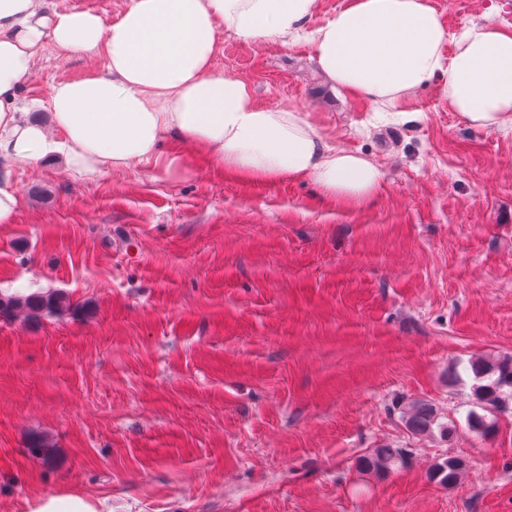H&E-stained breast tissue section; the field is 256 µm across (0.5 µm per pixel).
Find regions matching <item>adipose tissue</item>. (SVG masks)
Returning <instances> with one entry per match:
<instances>
[{"mask_svg": "<svg viewBox=\"0 0 512 512\" xmlns=\"http://www.w3.org/2000/svg\"><path fill=\"white\" fill-rule=\"evenodd\" d=\"M317 0H128L118 19L55 11L43 0H0V159L62 155L69 171L98 174L154 163L173 135L226 169L257 181L312 178L334 199L359 203L383 179L371 159L328 147L304 113L258 103L242 79L215 72L216 32L289 43L309 35L330 85L401 111L444 73L448 106L477 128L512 123V32L491 21L449 34L429 0H348L314 30ZM101 57L107 76L49 91V121L17 107L19 82L45 43Z\"/></svg>", "mask_w": 512, "mask_h": 512, "instance_id": "obj_1", "label": "adipose tissue"}]
</instances>
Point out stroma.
<instances>
[{
    "mask_svg": "<svg viewBox=\"0 0 512 512\" xmlns=\"http://www.w3.org/2000/svg\"><path fill=\"white\" fill-rule=\"evenodd\" d=\"M430 3L452 34L512 29V0ZM218 42L217 71L371 156L383 183L347 205L173 138L169 172L12 167L0 294L70 305L0 317V512L68 497L112 512H512V415L488 437L466 423L470 361L512 354V126H470L440 77L379 112L332 88L305 39ZM106 73L45 44L18 104L47 118L53 84ZM416 399L452 436L406 429ZM383 445L410 464L365 470ZM448 455L467 469L443 487L430 467Z\"/></svg>",
    "mask_w": 512,
    "mask_h": 512,
    "instance_id": "1",
    "label": "stroma"
}]
</instances>
